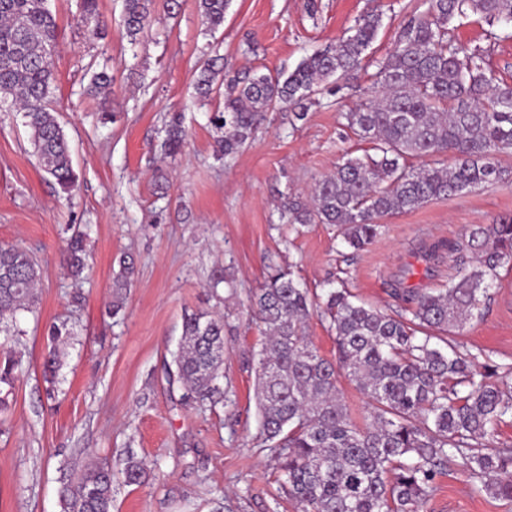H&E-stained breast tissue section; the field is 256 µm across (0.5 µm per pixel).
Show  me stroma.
I'll return each instance as SVG.
<instances>
[{"label":"stroma","mask_w":512,"mask_h":512,"mask_svg":"<svg viewBox=\"0 0 512 512\" xmlns=\"http://www.w3.org/2000/svg\"><path fill=\"white\" fill-rule=\"evenodd\" d=\"M413 0H231L224 24L208 31L196 0H154L139 44L122 36L123 0H98L108 27L98 40L80 20V0H49L57 16L58 115L67 134L78 187L59 194L31 154L19 114L0 108V243L18 244L38 261L42 279L36 312H19L9 343L22 358L8 407L0 412V512H62L60 492L97 463L112 473V512H294L275 507L273 462L260 437L256 367L261 330L249 321V295L275 268L290 269L311 292L345 286L366 304L400 306L395 285L446 287L451 258L424 250L464 240L473 224L512 214V187L492 186L435 200L383 219L378 236L352 252L335 226L291 230L280 223V191L307 197L342 153L363 155L368 142L341 124L335 109L312 108L291 127L270 114L236 155L215 154L211 122L222 99L199 105L193 80L200 61L224 56V74L257 69L292 71L300 60L336 42L354 20L379 5L384 27L371 54L388 52ZM471 16L455 35L483 48L512 82V40L488 38ZM107 63L114 82L103 120L85 89L89 65ZM181 116L186 145L176 157L162 149L165 130ZM86 234L88 266L81 278L65 267L73 231ZM135 275L124 309L111 316L113 280L122 256ZM227 281L215 285L217 276ZM224 317L227 402L215 409L188 402L172 372V353L185 314ZM66 323L70 339L54 380L45 376L49 329ZM475 354L476 368L512 369V269H500L481 315L455 336ZM147 469L144 484L126 485L127 452ZM424 512H512L476 492L465 474L437 476Z\"/></svg>","instance_id":"1"}]
</instances>
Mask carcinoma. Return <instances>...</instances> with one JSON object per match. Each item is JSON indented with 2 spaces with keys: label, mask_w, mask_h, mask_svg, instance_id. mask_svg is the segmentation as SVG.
Masks as SVG:
<instances>
[{
  "label": "carcinoma",
  "mask_w": 512,
  "mask_h": 512,
  "mask_svg": "<svg viewBox=\"0 0 512 512\" xmlns=\"http://www.w3.org/2000/svg\"><path fill=\"white\" fill-rule=\"evenodd\" d=\"M151 0H124L123 26L135 44L150 18ZM206 28L224 24L229 0H198ZM477 14L489 24L512 25V0H417L400 25L393 48L371 60L373 91L341 112L345 126L373 144L374 154L345 152L334 170L315 185L311 202L279 194L285 224H335L355 250L377 236L379 221L413 212L437 199L512 183V168L497 156L512 151V84L497 77L479 47L466 49L451 35L452 21ZM81 20L103 39L97 0H82ZM383 28L382 13H363L336 42L305 56L296 68L275 76L255 72L224 83L219 55L196 69L197 101L224 96L213 117L222 131L218 152L231 156L254 137L267 114L289 109V122L306 120L321 104L326 86L357 71ZM55 15L46 0H0V102L22 114L42 171L69 196L78 174L55 107ZM114 78L93 73L90 93L106 96ZM178 120L166 129L164 148L182 151ZM454 156L451 165L408 163L412 157ZM461 265L457 279L433 292L395 290L404 301L388 313L359 303L345 288L323 295L277 269L250 299V314L262 329L258 359V405L262 435L276 463L278 498L297 512H424L435 477L454 468L473 488L512 504V448H490L486 437L512 420V386L495 371L476 374L471 360L448 335L480 313V306L512 263V215L494 224H473L467 244L441 243ZM85 234L67 242L72 272L85 266ZM134 266L123 264L113 282L112 315L123 307L122 290ZM41 269L16 244H0V332L20 310L33 311ZM318 314L335 331L336 359L319 354L306 334ZM177 378L190 400L218 403L224 369V318L194 313L184 319L173 353ZM21 359L0 345V409L7 407ZM368 398L370 421L349 418L338 388L340 377ZM125 482L138 485L145 467L130 452ZM62 512H110L112 478L92 468L61 491Z\"/></svg>",
  "instance_id": "1"
}]
</instances>
